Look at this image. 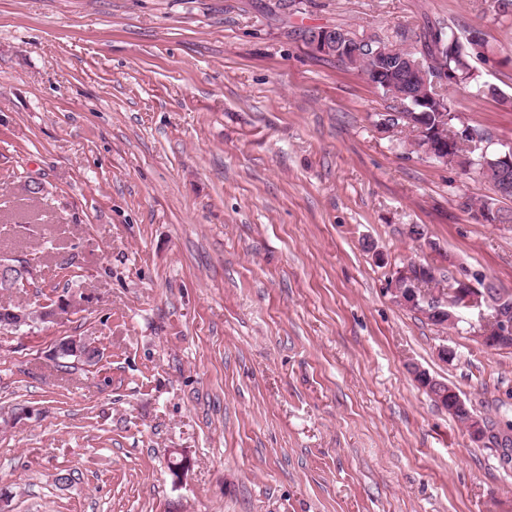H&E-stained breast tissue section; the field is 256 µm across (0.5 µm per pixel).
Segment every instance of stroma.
<instances>
[{
    "label": "stroma",
    "mask_w": 512,
    "mask_h": 512,
    "mask_svg": "<svg viewBox=\"0 0 512 512\" xmlns=\"http://www.w3.org/2000/svg\"><path fill=\"white\" fill-rule=\"evenodd\" d=\"M485 7L0 0V260L34 269L0 304L83 300L0 332L12 512H512V466L412 376L499 427L512 349L388 291L412 260L512 293V224L477 222L463 203L489 184L378 129L389 99L302 38L480 26L482 80L512 97V18ZM449 93L512 141V106ZM69 336L98 364L62 367ZM77 306L75 298H64L56 303L44 304L36 309V315L41 323H55L64 314ZM84 346H87L84 351ZM97 347L94 341L88 338L81 337H70L61 339L54 347V355L57 357L61 351V348H67L70 352L79 355L82 359L96 360L97 355H94L93 348ZM423 370L414 371L413 378L417 385L421 388L430 392V394L436 399V402L442 408L448 410V413H458L460 411H467L469 414V419L467 421L466 430L468 432L470 441L475 444L476 447L479 448H491L495 447L494 444L491 443L490 432L488 429V425L483 418H480L478 415L474 414L472 409L470 410L467 407L466 401L461 397L459 392L447 385V389L441 384L434 383L435 381L429 378L428 383L425 385V380L427 379L426 375L420 376V373ZM433 386V389H432ZM437 391V393H433L432 391Z\"/></svg>",
    "instance_id": "obj_1"
}]
</instances>
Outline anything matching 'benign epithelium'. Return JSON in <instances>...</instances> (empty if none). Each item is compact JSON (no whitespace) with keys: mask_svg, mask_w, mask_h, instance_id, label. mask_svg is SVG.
Segmentation results:
<instances>
[{"mask_svg":"<svg viewBox=\"0 0 512 512\" xmlns=\"http://www.w3.org/2000/svg\"><path fill=\"white\" fill-rule=\"evenodd\" d=\"M309 48L322 56L349 63L363 56L362 46L366 39L345 29L324 28L308 35ZM396 49L389 43H379V56L368 70L362 72L364 78L375 87H382L386 96L397 105V111L380 114L377 126L385 133L398 130L396 120L407 123L411 134L407 144L412 149H423V155L445 166H457L453 140L448 136V125L440 124L434 128L428 126L426 110L436 99L434 92L447 85L448 78L430 75L422 67V59L412 55L395 57ZM473 145L482 148L484 159L481 163L498 172L499 178L512 175V142L499 141L494 152L497 158H487L490 142L484 139L474 141ZM30 265L24 261L0 262V288L3 290L17 287L18 281L27 278ZM391 292L402 306L414 309L422 315L439 314L443 308H450L448 317L457 321L464 319L466 313H477L478 328L474 331L479 343L487 349H508L512 347V315H488V297L484 289L468 279H457L448 288L430 293L418 283L409 266L396 269L392 278ZM77 306L75 298H64L56 303L44 304L36 309V315L42 323H55L71 309ZM66 348L82 359L95 360L93 348L95 342L88 338L70 337L61 339L54 347V355ZM417 385L427 391H436L434 398L439 406L454 414L468 410L466 401L459 392L449 386L437 384L420 372H413ZM466 430L470 441L478 448H491L490 432L486 421L474 413H469Z\"/></svg>","mask_w":512,"mask_h":512,"instance_id":"benign-epithelium-1","label":"benign epithelium"}]
</instances>
